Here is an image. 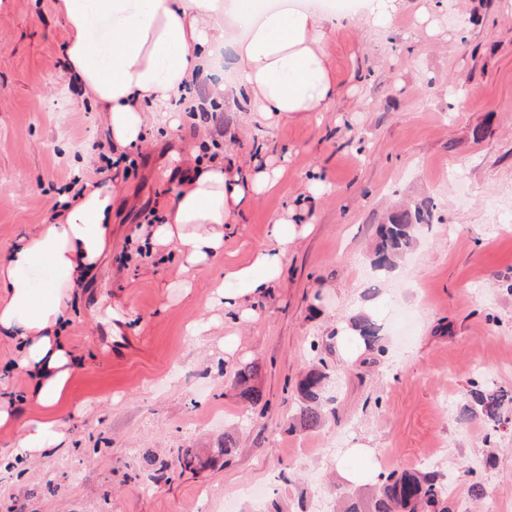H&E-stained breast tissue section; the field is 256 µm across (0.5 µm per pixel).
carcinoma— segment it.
<instances>
[{"mask_svg": "<svg viewBox=\"0 0 512 512\" xmlns=\"http://www.w3.org/2000/svg\"><path fill=\"white\" fill-rule=\"evenodd\" d=\"M433 203L425 199L412 208H402L392 212L387 221L380 225L377 244L372 264L376 268L393 265V259L405 252L413 240L415 228L429 224L432 220ZM355 330L368 348L379 350V326L367 317L354 321ZM235 378L241 387V397L255 405L261 400L260 391L249 385L253 378V369L244 367L236 370ZM327 379L321 370L311 371L297 388L305 400L299 409L300 420L304 427L315 428L322 424L325 412L319 403L320 392ZM512 404V391L496 386L487 380L483 388L473 394V404H465L457 413V421L465 423L480 414L486 419L498 423L507 404ZM448 494L443 483L435 475L419 471H391L380 475L377 493L371 505L367 506L360 499L351 501L347 512H437L442 498Z\"/></svg>", "mask_w": 512, "mask_h": 512, "instance_id": "1", "label": "carcinoma"}]
</instances>
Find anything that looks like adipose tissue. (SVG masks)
Masks as SVG:
<instances>
[{
	"mask_svg": "<svg viewBox=\"0 0 512 512\" xmlns=\"http://www.w3.org/2000/svg\"><path fill=\"white\" fill-rule=\"evenodd\" d=\"M403 0H354L345 11L321 14L280 0H56L67 29L68 74L103 114L117 152L143 145L150 125L177 129L183 115L173 100L214 75L224 47L236 66L221 92L246 90L261 122L275 126L304 112H323L340 95L324 43L328 23L357 18L387 30ZM282 166L237 167L203 158L182 179L159 222L141 227L137 243L150 251H176L191 289L197 273L224 254L240 209L274 188ZM112 180L86 182L80 195L63 193V205L37 231L18 238L0 259V337L18 346L17 361L31 378L29 396L48 415L25 421L4 458L25 459L63 447L66 425L53 406L65 400L79 367L64 330L73 300L112 247ZM296 206L267 230V240L246 262L224 270L217 296L237 324L252 321L284 272L290 244L310 231ZM45 267L36 284L32 272ZM376 451L353 442L336 466L340 481L368 487L378 481Z\"/></svg>",
	"mask_w": 512,
	"mask_h": 512,
	"instance_id": "ef3b65f1",
	"label": "adipose tissue"
}]
</instances>
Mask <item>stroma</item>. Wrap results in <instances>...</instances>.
I'll use <instances>...</instances> for the list:
<instances>
[{
    "label": "stroma",
    "instance_id": "obj_1",
    "mask_svg": "<svg viewBox=\"0 0 512 512\" xmlns=\"http://www.w3.org/2000/svg\"><path fill=\"white\" fill-rule=\"evenodd\" d=\"M434 30L407 0L392 32L359 22L331 30L342 95L321 117L274 127L248 96L141 150L118 178L112 248L82 284L65 332L80 361L57 411L66 449L0 466V512H226L230 496L274 481L261 507L235 512H338L367 491L337 483L350 439L378 452L382 471L432 458L453 481L448 512H483L486 495L512 505V409L492 427L455 409L479 380L475 364L512 388V6L435 0ZM67 32L54 0H0V257L54 213L77 161L94 175L108 137L100 112L66 74ZM226 162L285 160L278 187L241 210L224 255L184 292L174 253L133 245L148 206L165 207L204 142ZM325 193L309 198L312 176ZM431 199V223L391 277L371 264L376 226L399 203ZM305 201L313 231L290 246L285 272L254 321L229 328L213 292L247 260L288 205ZM371 312L385 353L342 363L335 325ZM203 323L194 337L187 325ZM0 338V392L23 422L43 416ZM256 367L257 405L232 372ZM341 368L324 391L327 420L301 427L297 380ZM232 435L229 456L216 450ZM188 450L197 471L175 466ZM483 490L475 497L473 487Z\"/></svg>",
    "mask_w": 512,
    "mask_h": 512
}]
</instances>
